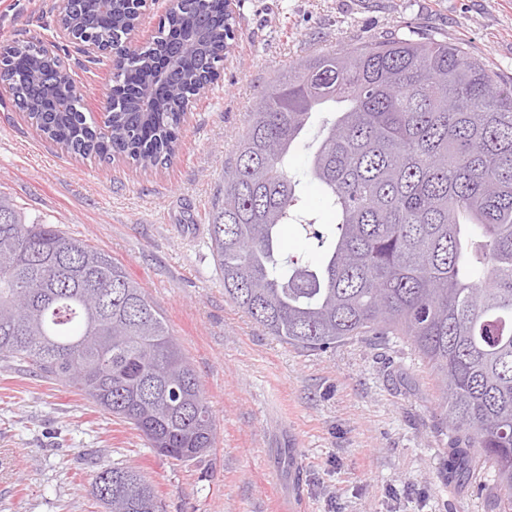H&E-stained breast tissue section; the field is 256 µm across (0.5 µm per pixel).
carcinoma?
Masks as SVG:
<instances>
[{
  "mask_svg": "<svg viewBox=\"0 0 512 512\" xmlns=\"http://www.w3.org/2000/svg\"><path fill=\"white\" fill-rule=\"evenodd\" d=\"M108 0H68L82 38L126 39ZM224 0H182L151 45L127 47L114 74L110 136L41 59L40 40L4 46L0 81L15 106L68 152L114 154L146 169L172 156L183 112L222 58L189 32L234 31ZM177 53L154 111L139 110L160 53ZM326 112L304 142L320 101ZM310 150L305 176L333 223L306 209L288 157ZM224 295L275 338L303 350L355 338L406 339L443 386L455 437L448 482L493 471L497 512H512V84L460 45L384 38L295 62L261 95L209 218ZM296 224L322 256L283 254ZM0 361L65 379L132 424L159 454L192 461L216 427L196 372L140 283L110 255L52 224H28L0 193ZM109 512H162L133 466L99 471Z\"/></svg>",
  "mask_w": 512,
  "mask_h": 512,
  "instance_id": "carcinoma-1",
  "label": "carcinoma"
}]
</instances>
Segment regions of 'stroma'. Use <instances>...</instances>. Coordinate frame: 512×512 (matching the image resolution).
Here are the masks:
<instances>
[{
  "label": "stroma",
  "instance_id": "1",
  "mask_svg": "<svg viewBox=\"0 0 512 512\" xmlns=\"http://www.w3.org/2000/svg\"><path fill=\"white\" fill-rule=\"evenodd\" d=\"M62 0H0V44L53 40ZM234 48L189 106L171 160L142 171L117 155L60 149L0 98V192L27 222L107 252L143 287L194 364L214 447L180 462L62 380L0 362V512H105L102 468L131 464L165 512H492L491 472L448 484L453 434L441 385L409 342L354 339L320 351L267 334L224 295L209 214L264 89L293 61L362 41L435 36L512 83V0H238ZM101 118L112 61L74 67Z\"/></svg>",
  "mask_w": 512,
  "mask_h": 512
}]
</instances>
